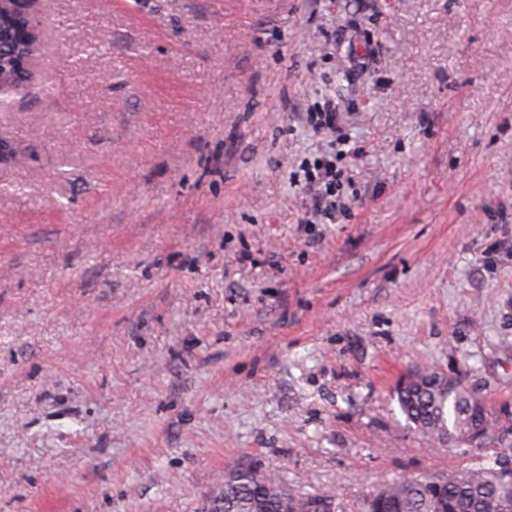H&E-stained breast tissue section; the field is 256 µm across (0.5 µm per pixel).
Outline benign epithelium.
<instances>
[{"label":"benign epithelium","mask_w":512,"mask_h":512,"mask_svg":"<svg viewBox=\"0 0 512 512\" xmlns=\"http://www.w3.org/2000/svg\"><path fill=\"white\" fill-rule=\"evenodd\" d=\"M10 20L0 23V49L14 47L21 54L0 52V96L20 90L31 77L38 42L37 0H6Z\"/></svg>","instance_id":"benign-epithelium-1"}]
</instances>
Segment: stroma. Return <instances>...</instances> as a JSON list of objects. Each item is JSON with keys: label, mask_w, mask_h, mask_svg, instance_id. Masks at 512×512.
Segmentation results:
<instances>
[{"label": "stroma", "mask_w": 512, "mask_h": 512, "mask_svg": "<svg viewBox=\"0 0 512 512\" xmlns=\"http://www.w3.org/2000/svg\"><path fill=\"white\" fill-rule=\"evenodd\" d=\"M37 9L0 107V512H204L236 467L358 512L463 462L406 426L423 366L512 419V0ZM325 96L363 156L308 229Z\"/></svg>", "instance_id": "obj_1"}]
</instances>
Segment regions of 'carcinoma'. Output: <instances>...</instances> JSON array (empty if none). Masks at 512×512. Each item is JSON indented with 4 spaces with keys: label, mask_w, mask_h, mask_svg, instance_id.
<instances>
[{
    "label": "carcinoma",
    "mask_w": 512,
    "mask_h": 512,
    "mask_svg": "<svg viewBox=\"0 0 512 512\" xmlns=\"http://www.w3.org/2000/svg\"><path fill=\"white\" fill-rule=\"evenodd\" d=\"M436 370L408 373V387L396 400L409 428L441 447H450L465 463L419 478L396 479L364 499L360 512H512V426L500 424L488 402L460 380L448 389L432 383ZM470 427L483 429V443L463 440ZM494 447L488 454L483 449ZM324 495L296 493L278 477L250 468H234L224 477V504L210 512H331Z\"/></svg>",
    "instance_id": "1"
}]
</instances>
